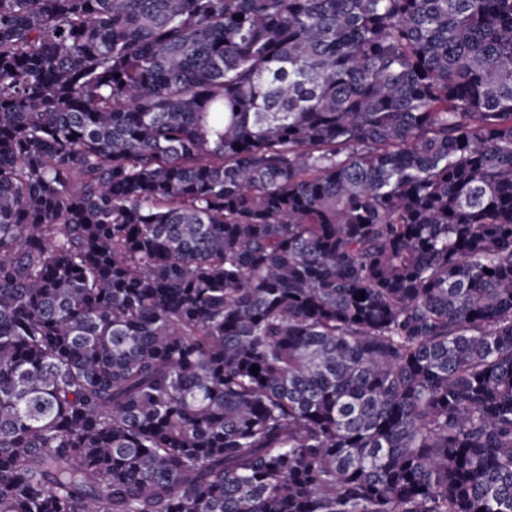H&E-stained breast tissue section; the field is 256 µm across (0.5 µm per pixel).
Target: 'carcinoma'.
<instances>
[{"label":"carcinoma","mask_w":512,"mask_h":512,"mask_svg":"<svg viewBox=\"0 0 512 512\" xmlns=\"http://www.w3.org/2000/svg\"><path fill=\"white\" fill-rule=\"evenodd\" d=\"M0 512H512V0H0Z\"/></svg>","instance_id":"carcinoma-1"}]
</instances>
